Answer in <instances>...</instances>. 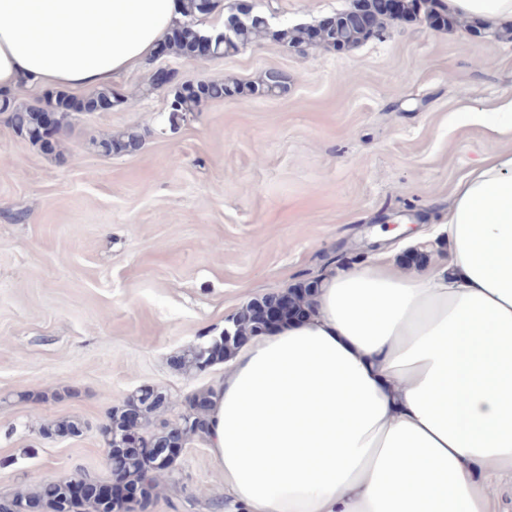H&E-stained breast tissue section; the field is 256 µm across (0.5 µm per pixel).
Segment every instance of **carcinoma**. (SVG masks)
<instances>
[{"mask_svg":"<svg viewBox=\"0 0 512 512\" xmlns=\"http://www.w3.org/2000/svg\"><path fill=\"white\" fill-rule=\"evenodd\" d=\"M181 2V17L174 21L171 35L166 41L167 51H174L187 60H193L196 58V47L188 41V37L182 34L181 28L188 23L199 26V18L206 15V12L203 10L202 0H181ZM422 17L439 19L444 24L452 25L457 22L456 17L448 15L446 0H409V9L403 18L417 20ZM195 35L198 41H206L210 44L213 55L216 57L235 53L239 48L260 38L271 37L293 48L311 44L325 46L331 38V33H323L317 26L294 25L272 31L258 15L232 21L230 25L224 27V30L214 35H204L198 29L195 30ZM340 37L341 44L347 49L367 40V36L362 31L347 24L342 25ZM284 87V77L277 71L267 72L258 82L248 85L245 91L238 86L214 81L178 84L171 90L167 108L168 123L174 127L187 120L188 117L200 111L202 103L208 99L224 98L243 92L256 96H274L283 91ZM114 101L119 102L121 98L116 96L112 89L101 88L87 98L85 110L94 112L100 109L102 103ZM0 111L6 113V121L17 136L40 146L47 153L54 152L56 148V143L46 140L44 136L47 116L50 114L54 116L55 127L58 130L69 126L73 116L69 97L64 94L48 95L35 106H24L16 103L10 94L0 92ZM137 144L138 136L134 133L121 138L108 137L94 142V145L106 153L127 151ZM314 294L313 288L288 289L291 307L286 314L291 315L308 308ZM280 300L279 295H268L248 303L238 315L232 318L231 325L224 329L222 336L208 346L189 351L180 361V368L186 372L202 370L211 349L219 353L221 360L231 356L240 347L242 337L255 335L264 328L261 310ZM163 397L164 394L158 392L150 401L144 396L143 391H137L127 399L123 407L112 412L111 429L114 434L108 436L106 431H100L106 449L127 450L125 472L128 476L138 478L145 483L150 493L153 492L155 485L160 483L161 478L169 474L171 468L164 464L153 465V461L146 459L142 453L136 451V448L143 441L152 416L162 406ZM208 402L209 393L207 392L190 398L187 410L179 416L177 421L163 423L155 441L166 445L175 440L181 441L196 428L205 425ZM127 407L139 408L144 418L140 421L127 419L125 417ZM80 477L81 474L76 473L62 482L44 481L36 477L34 481L38 483L37 491L29 495L1 498L0 512H24L25 506L30 502L39 503L42 512H126L123 503L112 504L107 510L102 502L95 499L83 501L72 499L70 486Z\"/></svg>","mask_w":512,"mask_h":512,"instance_id":"1","label":"carcinoma"}]
</instances>
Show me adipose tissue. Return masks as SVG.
Instances as JSON below:
<instances>
[{
	"instance_id": "obj_1",
	"label": "adipose tissue",
	"mask_w": 512,
	"mask_h": 512,
	"mask_svg": "<svg viewBox=\"0 0 512 512\" xmlns=\"http://www.w3.org/2000/svg\"><path fill=\"white\" fill-rule=\"evenodd\" d=\"M179 0H0V90L111 86ZM445 266L387 254L319 281L213 387L225 512H506L512 503V150L458 182Z\"/></svg>"
}]
</instances>
